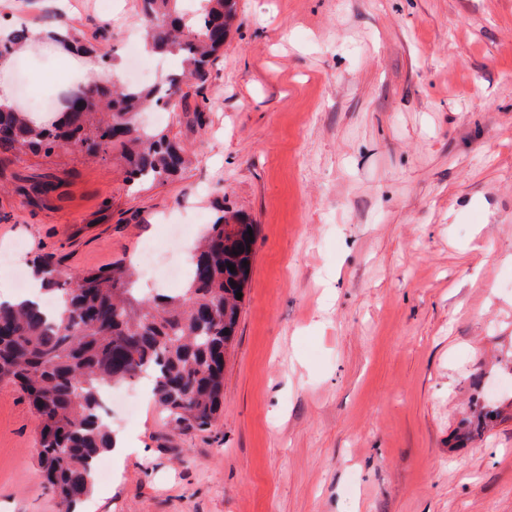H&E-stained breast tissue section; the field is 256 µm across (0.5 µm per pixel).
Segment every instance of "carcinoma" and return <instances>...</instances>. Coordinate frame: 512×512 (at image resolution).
<instances>
[{
	"label": "carcinoma",
	"mask_w": 512,
	"mask_h": 512,
	"mask_svg": "<svg viewBox=\"0 0 512 512\" xmlns=\"http://www.w3.org/2000/svg\"><path fill=\"white\" fill-rule=\"evenodd\" d=\"M184 0H142L145 35L156 55L180 60L181 73L149 86L105 81L78 85L65 112L35 125L0 108V163L6 152L51 153L62 144L89 157L117 151L134 186L163 184L184 169L188 152L170 131L139 124L147 108L174 106L183 80L204 83L224 47L237 0H203L191 14ZM29 40L25 28L0 42V56ZM65 51L88 53L76 28L62 30ZM244 220L222 214L194 247L188 285L177 295L145 296L134 271H83L61 278L51 254L29 261L30 275L60 297L49 317L39 304L0 302V380L18 385L39 422L38 457L45 488L75 507L93 489L95 463L111 447L101 397L109 387L149 378L154 403L177 430H205L224 398V360L240 314L256 237ZM235 265L230 271L227 264Z\"/></svg>",
	"instance_id": "carcinoma-1"
}]
</instances>
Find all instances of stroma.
Here are the masks:
<instances>
[{
  "label": "stroma",
  "mask_w": 512,
  "mask_h": 512,
  "mask_svg": "<svg viewBox=\"0 0 512 512\" xmlns=\"http://www.w3.org/2000/svg\"><path fill=\"white\" fill-rule=\"evenodd\" d=\"M140 69L141 0H21ZM163 126L195 156L133 188L70 147L0 166L15 269L136 260L218 205L257 242L224 401L172 431L149 401L111 413L136 453L78 512H512V0H239L204 84ZM38 422L0 381V512H62Z\"/></svg>",
  "instance_id": "stroma-1"
}]
</instances>
